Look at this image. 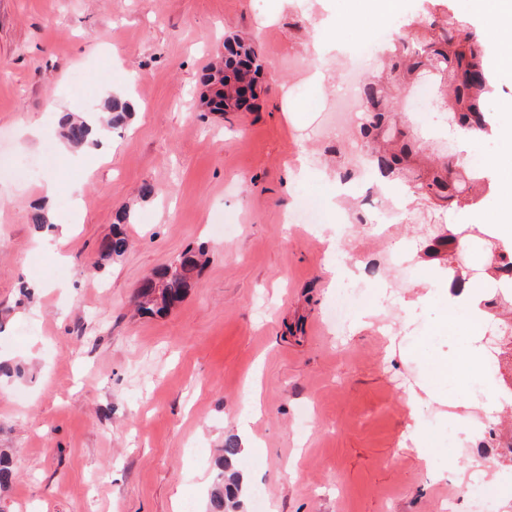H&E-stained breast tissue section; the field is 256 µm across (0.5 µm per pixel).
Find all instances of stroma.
Here are the masks:
<instances>
[{
  "label": "stroma",
  "mask_w": 512,
  "mask_h": 512,
  "mask_svg": "<svg viewBox=\"0 0 512 512\" xmlns=\"http://www.w3.org/2000/svg\"><path fill=\"white\" fill-rule=\"evenodd\" d=\"M353 0H0V159L39 158L60 139L59 113L102 110L113 98L132 115L104 144L97 166L56 158L38 175L0 179V363L24 368L0 378V448L17 476L0 512H207L206 496L225 440L239 436L251 403L252 447L234 466L262 496L240 512H473L474 470L512 479V465L474 458L454 417L473 405L430 376L432 360L457 351L456 335H434L443 308L427 282L429 225L463 234V246L435 254L487 271L512 240L464 233L463 210L405 207L392 239L340 229L339 253L368 283L336 328L327 311L344 286L315 227L335 223L331 187L298 181L335 164L321 103L345 80L344 58L318 56L314 33L348 15ZM451 12L480 29L488 18L470 0H403L402 16L429 23ZM254 43L268 65L251 109H201L200 78L225 37ZM322 73L297 81L296 65ZM485 99L492 130H457L452 161L493 158L478 206L499 221L512 181V140L501 137L512 75L491 66ZM83 74L87 90L73 79ZM57 109H48L50 99ZM311 102L295 110L298 99ZM43 130L33 142L24 132ZM56 178L46 198L42 185ZM160 195L143 200V184ZM134 211L126 253L96 261L124 205ZM69 227L55 247L35 228L36 210ZM401 243L408 269L381 267ZM206 245L197 284L163 316L136 314L145 275ZM402 287L372 325L353 327L381 282ZM438 442L419 459L417 437ZM456 449L448 458L447 449Z\"/></svg>",
  "instance_id": "obj_1"
}]
</instances>
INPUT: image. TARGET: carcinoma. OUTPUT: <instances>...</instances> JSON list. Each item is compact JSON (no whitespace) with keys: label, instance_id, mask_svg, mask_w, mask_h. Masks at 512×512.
Returning <instances> with one entry per match:
<instances>
[{"label":"carcinoma","instance_id":"1","mask_svg":"<svg viewBox=\"0 0 512 512\" xmlns=\"http://www.w3.org/2000/svg\"><path fill=\"white\" fill-rule=\"evenodd\" d=\"M224 43L236 49L231 51V58L219 61L215 70L224 68L236 72L235 59L242 56L245 64L253 67V75H260L262 59L252 44L239 38L226 39ZM384 67L395 74L394 80L379 75L364 83L362 90L366 110L361 118L360 133L385 148L374 157L377 172L384 178L402 180L435 210L474 201L472 192L483 179L482 171L470 166L456 169L451 165L441 171H431L417 165L416 161H424V148L410 128L397 121L393 100L396 90L412 88L426 79L437 81L443 87L440 104L448 113V121L476 136L489 133L490 121L483 101L491 90V78L482 33L467 18L450 14L447 19L412 33L409 41L392 39L386 49ZM127 112V105L118 99L112 100L102 132L121 125ZM60 135L70 145L82 147L88 141L90 129L80 119L68 115L61 121ZM131 220L129 210L119 215L112 238L102 244L103 257H120L127 251L128 238L122 226ZM203 256L202 249L187 251L154 272L155 280L137 291L138 310L149 315L168 311L191 287ZM240 453L237 439L225 441L218 462L219 472L208 490L207 512H238L241 507L244 490L240 474L232 469ZM15 476L12 456L0 450V492L10 487Z\"/></svg>","mask_w":512,"mask_h":512}]
</instances>
